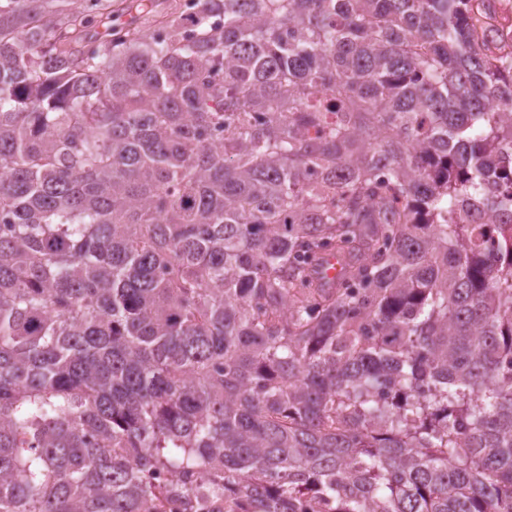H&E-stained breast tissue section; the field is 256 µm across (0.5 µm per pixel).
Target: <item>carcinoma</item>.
Wrapping results in <instances>:
<instances>
[{"label":"carcinoma","instance_id":"obj_1","mask_svg":"<svg viewBox=\"0 0 512 512\" xmlns=\"http://www.w3.org/2000/svg\"><path fill=\"white\" fill-rule=\"evenodd\" d=\"M187 2L0 0V512H512L495 0Z\"/></svg>","mask_w":512,"mask_h":512}]
</instances>
